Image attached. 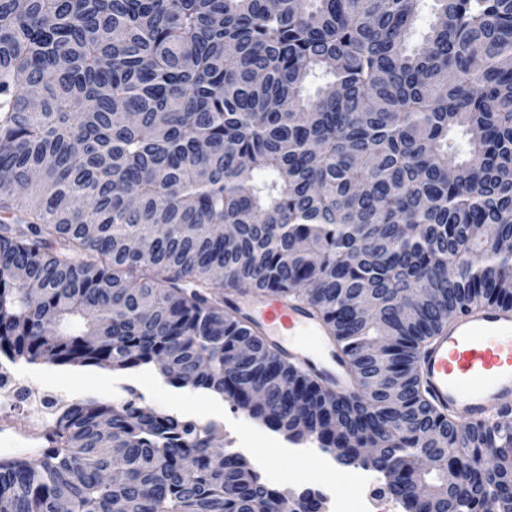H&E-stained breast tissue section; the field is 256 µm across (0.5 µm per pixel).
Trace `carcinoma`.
<instances>
[{"label":"carcinoma","mask_w":512,"mask_h":512,"mask_svg":"<svg viewBox=\"0 0 512 512\" xmlns=\"http://www.w3.org/2000/svg\"><path fill=\"white\" fill-rule=\"evenodd\" d=\"M423 2L0 0V357L161 362L344 465L376 449L406 512H512V407L463 422L418 363L512 307V0H433L413 45ZM224 288L312 310L353 394ZM217 428L77 400L36 460L0 457V512H320Z\"/></svg>","instance_id":"cac0c4a2"}]
</instances>
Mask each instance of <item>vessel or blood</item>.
Segmentation results:
<instances>
[{
  "label": "vessel or blood",
  "instance_id": "1",
  "mask_svg": "<svg viewBox=\"0 0 512 512\" xmlns=\"http://www.w3.org/2000/svg\"><path fill=\"white\" fill-rule=\"evenodd\" d=\"M239 312L259 320L267 339L297 364L315 368L336 393L353 388L351 373L322 321L288 298H239ZM431 399L466 421L512 405V309H471L449 322L420 357Z\"/></svg>",
  "mask_w": 512,
  "mask_h": 512
}]
</instances>
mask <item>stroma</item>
<instances>
[{
    "label": "stroma",
    "mask_w": 512,
    "mask_h": 512,
    "mask_svg": "<svg viewBox=\"0 0 512 512\" xmlns=\"http://www.w3.org/2000/svg\"><path fill=\"white\" fill-rule=\"evenodd\" d=\"M13 369L23 381L47 390L50 403L61 407L75 400L95 397L120 401L136 395L142 406L175 416H184L199 423L210 421L220 425L222 440L239 435L247 444V459L264 460L263 476L267 483L281 490L300 493L321 482L335 487L348 498L355 497L357 488L344 481L346 468L336 465L323 471L319 459L286 453V438L278 433L261 434L258 422L233 411L229 402L209 405L203 392L176 389L170 386L157 369L130 373H115L99 368H70L49 365L14 364Z\"/></svg>",
    "instance_id": "1"
}]
</instances>
